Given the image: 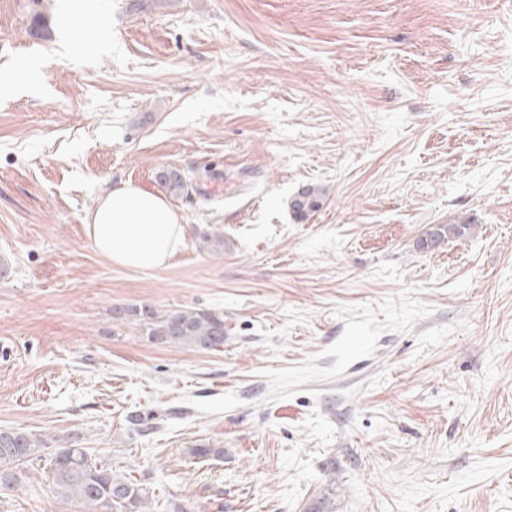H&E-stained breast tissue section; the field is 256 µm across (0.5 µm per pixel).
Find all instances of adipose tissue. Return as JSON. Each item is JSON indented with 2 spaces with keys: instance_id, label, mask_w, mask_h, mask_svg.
Wrapping results in <instances>:
<instances>
[{
  "instance_id": "ef3b65f1",
  "label": "adipose tissue",
  "mask_w": 512,
  "mask_h": 512,
  "mask_svg": "<svg viewBox=\"0 0 512 512\" xmlns=\"http://www.w3.org/2000/svg\"><path fill=\"white\" fill-rule=\"evenodd\" d=\"M84 231L111 262L140 270L165 267L184 244V218L166 196L130 181L101 194Z\"/></svg>"
}]
</instances>
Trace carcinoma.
Segmentation results:
<instances>
[{"label":"carcinoma","instance_id":"obj_1","mask_svg":"<svg viewBox=\"0 0 512 512\" xmlns=\"http://www.w3.org/2000/svg\"><path fill=\"white\" fill-rule=\"evenodd\" d=\"M158 179L175 196L188 189L186 178L176 169L161 171ZM322 201L321 189L308 186L293 197L291 209L295 217L302 219L318 210ZM471 228L467 222L436 224L425 231V242L437 248L451 237L469 233ZM199 238L201 248L217 254L224 252L221 234L205 231ZM114 312L117 321H135L145 331L147 339L155 344L206 351L224 347V317L211 311L192 308L158 311L145 305H128ZM58 442L54 436L0 429V493L17 489L22 468L53 447L50 480L53 493L60 501L82 504L93 512H162L159 500L133 476L97 465L87 448L54 447Z\"/></svg>","mask_w":512,"mask_h":512}]
</instances>
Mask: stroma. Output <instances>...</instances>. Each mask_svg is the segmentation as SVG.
<instances>
[{"instance_id": "stroma-1", "label": "stroma", "mask_w": 512, "mask_h": 512, "mask_svg": "<svg viewBox=\"0 0 512 512\" xmlns=\"http://www.w3.org/2000/svg\"><path fill=\"white\" fill-rule=\"evenodd\" d=\"M166 168L184 248L96 253L104 189ZM1 264L0 428L168 512H512V0H0ZM123 304L220 314L224 347L153 344ZM354 320L378 356L342 383L323 348ZM50 486L28 463L0 512H84ZM323 201V192L317 186L303 188L291 200V209L296 218L302 219L318 210ZM472 227L473 224L467 222L461 224H436L425 231V238L422 241L425 240L431 248H437L448 242V238L466 235Z\"/></svg>"}]
</instances>
